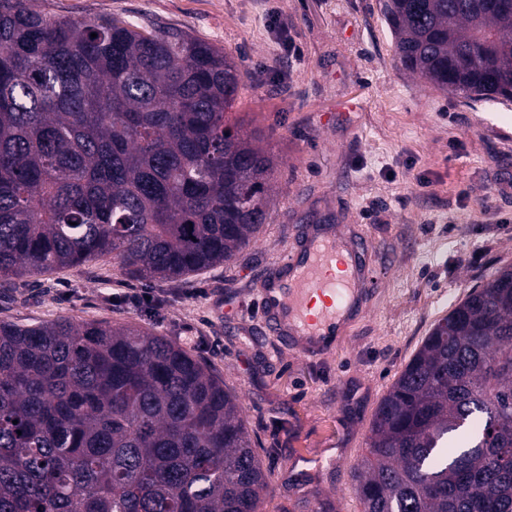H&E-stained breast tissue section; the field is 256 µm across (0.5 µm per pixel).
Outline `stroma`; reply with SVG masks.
Masks as SVG:
<instances>
[{
	"label": "stroma",
	"instance_id": "35a3bbf8",
	"mask_svg": "<svg viewBox=\"0 0 512 512\" xmlns=\"http://www.w3.org/2000/svg\"><path fill=\"white\" fill-rule=\"evenodd\" d=\"M40 6L183 29L232 56L247 77L226 118L274 154L275 196L233 261L176 282L109 257L16 278L0 287V320L132 322L185 347L239 398L269 473L259 512H361L352 476L379 401L432 324L512 264V102L473 103L403 70L378 0ZM313 220L368 235L375 284L364 317L306 360L260 330L257 293Z\"/></svg>",
	"mask_w": 512,
	"mask_h": 512
}]
</instances>
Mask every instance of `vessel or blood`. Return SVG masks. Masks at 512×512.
I'll use <instances>...</instances> for the list:
<instances>
[{"label": "vessel or blood", "mask_w": 512, "mask_h": 512, "mask_svg": "<svg viewBox=\"0 0 512 512\" xmlns=\"http://www.w3.org/2000/svg\"><path fill=\"white\" fill-rule=\"evenodd\" d=\"M367 251L366 239L342 230L296 238L259 290L261 326L304 359L323 355L364 312Z\"/></svg>", "instance_id": "b4317fda"}]
</instances>
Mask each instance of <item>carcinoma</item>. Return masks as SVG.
Instances as JSON below:
<instances>
[{
  "mask_svg": "<svg viewBox=\"0 0 512 512\" xmlns=\"http://www.w3.org/2000/svg\"><path fill=\"white\" fill-rule=\"evenodd\" d=\"M397 59L512 101V0H379ZM97 37H91V34ZM244 73L187 31L0 0V281L112 256L143 280L234 259L274 155L226 123ZM237 396L164 336L0 321V512H258ZM362 512H512V265L439 319L379 402Z\"/></svg>",
  "mask_w": 512,
  "mask_h": 512,
  "instance_id": "cac0c4a2",
  "label": "carcinoma"
}]
</instances>
